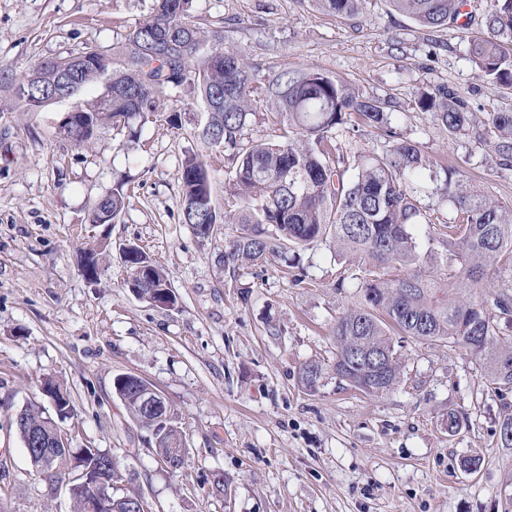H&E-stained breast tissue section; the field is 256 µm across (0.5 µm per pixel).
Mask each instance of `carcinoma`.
Returning <instances> with one entry per match:
<instances>
[{"mask_svg": "<svg viewBox=\"0 0 512 512\" xmlns=\"http://www.w3.org/2000/svg\"><path fill=\"white\" fill-rule=\"evenodd\" d=\"M194 0H153L151 15L138 23L123 46L112 52V111L99 105L86 110L92 126L104 121L127 127L131 120L156 111L160 95L172 87L192 89L203 120L197 136L210 149L221 138L232 166L225 185L224 212L212 201L205 160L191 154L179 171L182 219L198 222L195 235L211 237L215 224H235L224 238V267L275 261L299 264L296 248L330 240L339 255L367 259L378 272L357 286L358 305L337 317L332 330L336 352L331 363L304 362L302 386L313 392L328 372L346 386L376 395L397 385L400 357L392 334L444 341L483 360L490 381L512 389V346L498 337L512 333V205L466 188L451 195L455 223L438 241L448 251V282L416 269L420 255L412 228L428 224L417 193L434 164L416 142L391 126L392 102L364 96L346 81L317 70L284 71L261 81L257 69L224 49L222 28L202 30L193 14ZM320 8L342 19L363 14L366 0H317ZM394 10L428 29L457 21L465 0H389ZM484 31L465 32L478 75L512 90V0H490ZM77 57L45 60L13 84L58 88L61 66L76 67ZM282 130L273 142L247 137L258 107ZM454 134L475 128L460 97L446 87L423 92L416 101ZM356 115L384 132L386 152H361L348 160L336 153V128ZM493 139L474 132L498 164L512 168V111L492 115ZM112 220L125 208L122 185L102 198ZM130 271L144 270L128 287L152 300L171 286L168 274L140 249L127 259ZM397 274L390 275L388 271ZM386 359L387 384L375 382L368 358ZM184 440L177 425L153 436V451L172 472V452Z\"/></svg>", "mask_w": 512, "mask_h": 512, "instance_id": "obj_1", "label": "carcinoma"}]
</instances>
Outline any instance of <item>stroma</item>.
<instances>
[{
    "instance_id": "1",
    "label": "stroma",
    "mask_w": 512,
    "mask_h": 512,
    "mask_svg": "<svg viewBox=\"0 0 512 512\" xmlns=\"http://www.w3.org/2000/svg\"><path fill=\"white\" fill-rule=\"evenodd\" d=\"M152 0H0V512H72L64 490L37 476L16 433V411L44 403L43 379L70 391L75 415L61 424L71 447L113 455L123 473L113 493H141L151 512H512V447L499 425L512 390L491 384L475 357L447 343L394 337L400 381L368 396L323 380L300 384L301 364L331 362L332 327L354 307L370 272L331 242L302 255L298 274L274 262L224 267L216 225L197 238L181 221L178 171L205 155L216 207L231 166L196 136L190 88L166 90L129 137L105 122L78 146L56 128L87 109L102 86L29 112L9 86L35 64L87 48L111 52L145 20ZM200 27H225L224 46L260 79L315 69L395 105L393 124L432 162L454 167L463 186L512 204V169L495 163L470 132L449 134L419 111L421 92L461 97L476 120L512 105V91L482 79L455 25L419 26L388 0H367L359 19L324 14L315 0H195ZM345 158L384 152L386 138L350 122L336 133ZM123 183L119 220L91 223L94 203ZM430 221L412 232L429 251L451 204L424 192ZM107 244L98 282L81 253ZM135 244L170 276L172 308L127 287L121 249ZM274 318L283 332L263 331ZM120 374L147 380L177 410L189 450L183 472L165 468L113 390ZM458 414L456 435L449 414ZM479 457L477 471L460 468ZM229 480L218 488L217 476Z\"/></svg>"
}]
</instances>
